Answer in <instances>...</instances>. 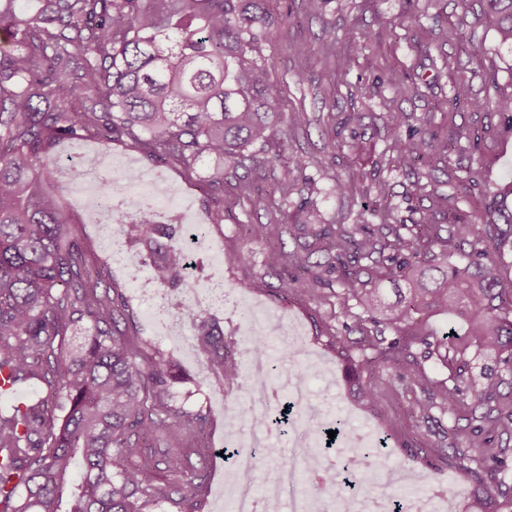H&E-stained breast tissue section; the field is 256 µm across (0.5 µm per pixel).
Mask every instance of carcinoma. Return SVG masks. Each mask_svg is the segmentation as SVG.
<instances>
[{"instance_id": "carcinoma-1", "label": "carcinoma", "mask_w": 512, "mask_h": 512, "mask_svg": "<svg viewBox=\"0 0 512 512\" xmlns=\"http://www.w3.org/2000/svg\"><path fill=\"white\" fill-rule=\"evenodd\" d=\"M265 0H0V369L16 388L39 382L48 396L0 410V512H145L165 495L158 462L143 443L185 429L193 417L158 412L172 371L167 360L141 359L119 328L118 289L89 266L75 222L51 197L43 157L63 139L94 137L152 157L166 153L187 164L202 154L234 163L275 128L281 89L267 80L262 44L276 18ZM484 23L512 45V0H483ZM390 151L406 164L433 153L420 131L402 134L401 113L388 115ZM512 185L485 200L481 246L474 224L384 219L360 224H314L300 209L291 227L303 240L289 261L303 269L352 266L339 278L340 296L359 306L376 327L360 349L392 370L362 386L373 403L394 379L414 383L413 415L435 407H465L464 447L448 465L476 483V512H512L500 492L512 456V294L500 269L512 253ZM151 260L155 279L178 284L185 247L155 220L148 204L131 224ZM167 242H161V239ZM324 262H312L316 253ZM396 292L387 302L385 284ZM87 322L82 352L65 354L69 328ZM207 371L233 383L240 363L224 355V337L199 320ZM422 346L420 355L410 349ZM438 357L448 382L424 376ZM315 487H344L333 470L316 469L301 449ZM82 471L74 475L72 464ZM185 470L181 512H198L195 467Z\"/></svg>"}]
</instances>
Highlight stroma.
<instances>
[{
	"mask_svg": "<svg viewBox=\"0 0 512 512\" xmlns=\"http://www.w3.org/2000/svg\"><path fill=\"white\" fill-rule=\"evenodd\" d=\"M267 6L278 22L267 34L263 54L270 81L281 89V122L263 146L266 164L237 168L206 154L188 168L173 159H147L119 139L111 154L180 190L182 207L202 224L207 242L196 250L205 261L198 275L222 271L225 283L236 290L210 317L236 360L247 358L251 310L298 322L325 372L324 378L309 382L314 404L340 419L342 428L365 424L375 436H387V448L373 458L376 467L410 470L429 489L435 485V470H446L452 478L450 491L466 497L475 486L468 470L449 469L437 455L427 461L404 455L408 446L461 445L462 415L435 410L428 418H414L416 389L400 379L379 395L373 408L360 403L335 342L345 337L359 343L373 326L360 308L342 302L338 273H324L317 290L307 288L305 274L288 261L297 247L290 223L302 205L318 224L371 226L383 208L399 221L422 214L445 224L481 223L488 193L512 183V129L494 107L497 96L512 91V48L499 45L494 32L479 21L478 0H268ZM351 28L369 31L371 40L349 42L346 32ZM443 28L451 30V38L439 39ZM472 42L482 43L486 54L472 57ZM392 77L403 81L404 92L392 90ZM391 112L405 115L411 127H425L427 138L447 147V159L431 170L392 163L386 123ZM358 143L364 152L355 151ZM102 149L96 140L73 139L51 152L48 169L62 210L77 212L67 188L83 156ZM296 157L305 160V167L293 165ZM243 175L253 183L247 198L237 192ZM461 179L470 184L464 194L455 189ZM285 180L310 183L313 192L280 204L278 186ZM340 181L351 184V191H337ZM80 232L89 264L123 295L129 314L120 329L144 358L158 352L174 357L165 408L204 417L177 436L158 437L145 456L158 461L161 485L172 488L182 477L168 467V460H188L200 476L203 512H225L219 496L229 468L221 454L224 405L246 409L245 380L224 387L202 369L192 321L184 322L178 340L166 342L159 322L143 316L146 302L128 270L114 261L105 232L94 224L81 225ZM242 252L248 253L247 261H239ZM256 280L264 282L263 290L252 289Z\"/></svg>",
	"mask_w": 512,
	"mask_h": 512,
	"instance_id": "stroma-1",
	"label": "stroma"
}]
</instances>
